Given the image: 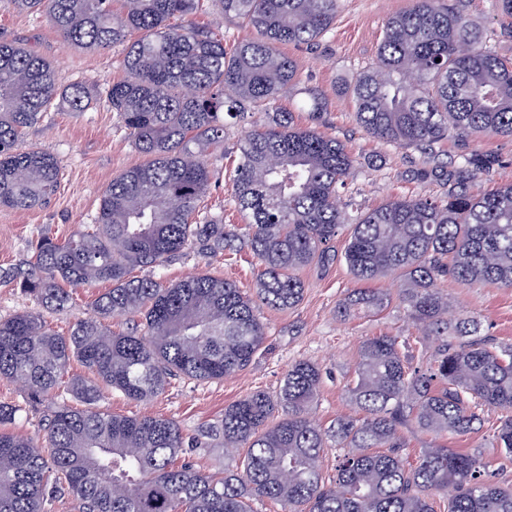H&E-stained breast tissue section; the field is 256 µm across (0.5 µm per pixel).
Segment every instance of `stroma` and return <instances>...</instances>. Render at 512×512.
I'll use <instances>...</instances> for the list:
<instances>
[{
    "label": "stroma",
    "instance_id": "35a3bbf8",
    "mask_svg": "<svg viewBox=\"0 0 512 512\" xmlns=\"http://www.w3.org/2000/svg\"><path fill=\"white\" fill-rule=\"evenodd\" d=\"M410 0H341L335 24L325 34L322 46L309 50L291 45L284 51L297 66L299 84L292 95L272 102L274 110L292 112L298 127L316 126L326 136L339 139L357 157L356 173L346 192L357 216L397 197L438 196L446 192L443 181L417 179L422 167L448 162L460 151L455 138H448L430 152L413 147L396 148L384 144L359 127L354 119L350 86L357 72L376 64L384 20L404 10ZM197 26L222 34L226 47L255 38L256 33L238 21L218 12L213 0H200L191 17ZM0 38L34 48L56 67L61 85L83 83L92 90L106 87L123 75L119 50L92 51L66 43L43 15L19 12L0 6ZM321 92L327 110L321 123H312L302 108L307 90ZM239 127L229 128L224 137L226 157L215 165L211 190L204 200L208 209L223 213L228 224L241 217L231 200V178L235 161L231 152L242 136ZM20 148H43L56 155L61 166L56 194L42 207L21 212L0 206V268L22 267L41 238L68 239L83 225L94 223L104 191L113 178L147 161L122 128L115 112L96 100L82 112L71 111L62 100H55L36 124L28 127ZM207 274L233 282L249 297L256 294V260L249 250L231 254L202 256L196 253L153 269L155 279L169 284L189 276ZM304 283L301 301L293 308L275 310L258 305L257 313L266 326V340L252 363L221 380L179 382L148 402L129 399L115 389H103L98 403L101 410L119 414H146L175 420L185 439L202 433L217 422L226 406L255 390L277 393L289 366L300 359L316 364L322 383L312 405L314 417L330 425L336 417L354 412L349 389L362 343L372 337L389 335L406 339L405 355L411 365L427 364L435 347L433 340L420 336L412 327L396 296L401 286L399 273L391 272L376 281L379 292L391 296L389 306L376 313H360L347 319L336 316L337 303L357 283L344 260L324 266L308 265L298 272ZM105 285L71 288V303L60 311L42 310L37 301L19 285L0 283V318L21 312L41 313L55 332L65 334L79 320L88 317ZM446 292L454 309L476 316L485 335L495 344H512V288L493 283L464 286L448 281ZM0 403L20 406L8 431L40 437L50 414L51 403L30 407L22 387L0 380ZM500 412L485 408L479 430L459 437L442 438L414 426L402 433L407 443L403 454L415 460L422 449L441 443L460 452L481 456L487 470L502 483L512 482V458L506 457L495 442Z\"/></svg>",
    "mask_w": 512,
    "mask_h": 512
}]
</instances>
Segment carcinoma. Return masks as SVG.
I'll return each instance as SVG.
<instances>
[{
  "label": "carcinoma",
  "mask_w": 512,
  "mask_h": 512,
  "mask_svg": "<svg viewBox=\"0 0 512 512\" xmlns=\"http://www.w3.org/2000/svg\"><path fill=\"white\" fill-rule=\"evenodd\" d=\"M198 2L4 0L43 13L77 47H124L125 76L99 98L150 160L112 180L95 223L63 242L41 239L24 269H0V280L19 281L51 310L70 303L66 284H111L66 336L38 314L0 319V379L24 380L31 403L58 400L45 444L0 429V512H47L62 494L79 512H253L256 499L290 512H435L437 493L446 495L447 512H512V484L490 480L480 456L425 448L411 464L401 454L406 425L465 436L488 406L501 411L496 447L512 456V345H490L475 317H448L442 293L449 278L512 288V184L492 181L498 160L463 151L444 174L416 173L446 177L443 196L393 199L354 220L340 194L354 157L340 140L275 112L238 144L231 196L249 218L238 232L200 208L211 157L224 153L228 126L249 124L257 107L296 87L282 46L319 43L341 0H215L224 17L259 33L230 51L224 37L189 20ZM352 96L357 124L395 147L428 149L450 133L461 142L512 137V58L443 0H412L387 17L378 66L357 74ZM57 99L81 112L92 96L79 83L59 86L52 64L33 49L0 40L1 206L32 210L56 192L57 157L17 144ZM479 182L489 187L476 193ZM345 227L344 259L361 287L337 314L383 309L388 296L367 284L400 272V302L436 341L429 368L411 367L397 336L367 339L350 388L356 413L325 429L311 415L320 370L294 362L279 393H249L196 440L200 449H247L219 474L181 459L185 438L175 420L95 407L102 385L146 401L176 381L230 376L265 340L252 299L232 283L203 275L163 286L133 269L246 247L258 264L259 301L289 309L303 295L296 272L330 260L329 244ZM110 315H139L142 329L116 334L103 323ZM74 358L91 376L64 380ZM71 398L84 407L69 405ZM330 442L344 454L327 484L320 460Z\"/></svg>",
  "instance_id": "1"
}]
</instances>
